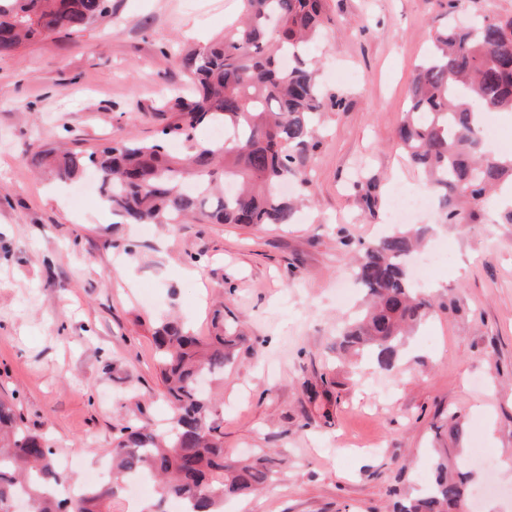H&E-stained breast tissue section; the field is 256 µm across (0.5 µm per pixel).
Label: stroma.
Segmentation results:
<instances>
[{"label":"stroma","instance_id":"stroma-1","mask_svg":"<svg viewBox=\"0 0 512 512\" xmlns=\"http://www.w3.org/2000/svg\"><path fill=\"white\" fill-rule=\"evenodd\" d=\"M80 36L61 34L0 57V395L46 433L72 478L105 466L112 427L164 425L170 409L152 334L167 319L201 340L213 314L245 336L213 383L224 454L275 449L265 489L226 512H393L425 479L435 449L481 443L504 489L512 456V224L490 199L482 222L441 224L429 248L449 262L427 271L433 313L409 336L399 366L336 353L345 311L336 290L362 244L385 235L396 191L424 192L395 133L414 67L449 17L438 0H325L328 23L309 54L346 107L326 108L311 151L312 183L295 223L169 227L103 219L99 193L71 198L24 159L29 144L91 152L112 139H152L176 122L161 94L187 83L166 54L204 46L238 14L237 0H111ZM365 172L380 198L364 209ZM455 410L462 434L437 433Z\"/></svg>","mask_w":512,"mask_h":512}]
</instances>
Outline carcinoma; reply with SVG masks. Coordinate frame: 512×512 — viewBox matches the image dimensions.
<instances>
[{
    "label": "carcinoma",
    "mask_w": 512,
    "mask_h": 512,
    "mask_svg": "<svg viewBox=\"0 0 512 512\" xmlns=\"http://www.w3.org/2000/svg\"><path fill=\"white\" fill-rule=\"evenodd\" d=\"M0 4V57L42 37L86 31L110 12L109 0H7ZM243 20L216 44L174 53L188 73L187 96H162L160 109L180 121L155 140L119 139L100 152L56 153L43 144L31 162L66 183L93 168L102 200L126 224H180L188 217L213 224H293L298 194L309 187L305 163L318 147L316 120L325 104L341 107L339 92L317 80L307 44L323 26L322 0H240ZM486 112H512V16L479 15L467 27L437 31L409 89L398 141L420 170L443 224L478 223L486 198L512 185V156L486 153L480 130ZM224 126V140L198 136L204 125ZM179 141L183 152L169 143ZM428 228L399 229L365 246L354 277L368 301L338 334L340 347L370 350L378 368L400 361L403 338L432 313L433 303L412 287L407 258ZM201 342L180 324L153 333L164 395L172 407L166 426L121 421L112 439L113 469L125 478L156 481L154 508L183 500L188 512H223L224 499L263 489L273 478L272 459L224 457V430L212 398L197 386L224 374L244 338L224 333ZM469 473L448 467L436 449L434 479L395 512H448L468 494ZM70 477L47 438L32 431L14 405L0 399V512L23 497L30 512H112L116 489L107 481L66 491Z\"/></svg>",
    "instance_id": "1"
}]
</instances>
